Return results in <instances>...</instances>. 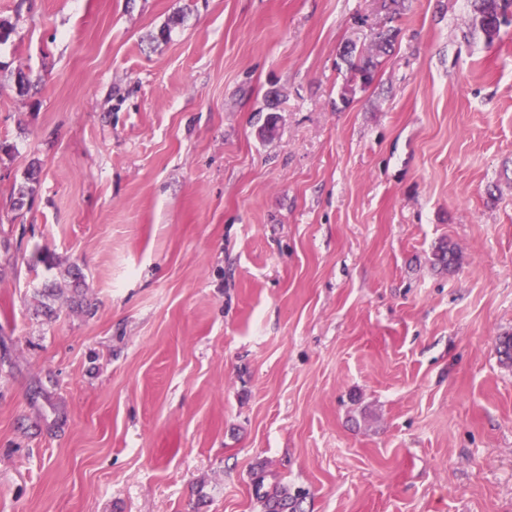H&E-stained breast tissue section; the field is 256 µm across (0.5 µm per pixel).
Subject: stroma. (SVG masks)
I'll return each mask as SVG.
<instances>
[{
    "mask_svg": "<svg viewBox=\"0 0 512 512\" xmlns=\"http://www.w3.org/2000/svg\"><path fill=\"white\" fill-rule=\"evenodd\" d=\"M470 15L0 0V512H262L259 469L512 512V26ZM378 35V39L375 42V53L372 55H365L363 50L358 49L355 44H345L340 50V58L345 63L352 79H358L364 85H369L374 81L377 67L376 57L380 53H386L392 48L398 32L389 29ZM433 265L442 271H451L462 260L461 253L448 242H440L433 251Z\"/></svg>",
    "mask_w": 512,
    "mask_h": 512,
    "instance_id": "1",
    "label": "stroma"
}]
</instances>
